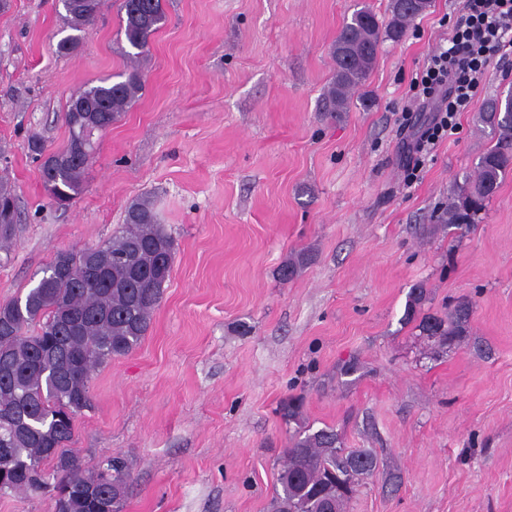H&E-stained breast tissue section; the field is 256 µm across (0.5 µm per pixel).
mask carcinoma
Here are the masks:
<instances>
[{
  "label": "carcinoma",
  "mask_w": 512,
  "mask_h": 512,
  "mask_svg": "<svg viewBox=\"0 0 512 512\" xmlns=\"http://www.w3.org/2000/svg\"><path fill=\"white\" fill-rule=\"evenodd\" d=\"M71 33L58 51L71 54L100 14L102 0H60ZM431 0H392L384 26L367 7L355 11L333 46L336 78L327 92L332 112H345L354 91L372 69L384 38L400 40ZM121 33L133 65L118 80L102 78L73 94L64 112L68 140L40 166L43 185L59 206H68L83 189L95 150H84L73 129L87 118L103 132L129 110L144 89L138 62L165 21L161 0H122ZM485 122L498 131L497 143L480 158L475 175L442 209L441 224H474L486 210L500 180L512 170V93L487 102ZM14 189L0 178V244L10 241L16 224ZM175 255L174 241L160 223L151 200L140 198L125 209L124 224L108 241L58 252L38 284L25 297L0 304V449L12 459L0 468V497L37 495L54 485L51 512H122L127 495L124 462L113 457L87 471L69 449L75 418L93 408V373L116 357L134 351L145 337L160 304ZM308 262L300 253L279 268L293 278ZM426 299L413 289L405 319L413 320ZM472 307L459 303L439 317L422 316L418 328L443 344L469 333ZM285 423L299 424L288 439L278 476L280 490L272 512H345L359 480L376 468L368 451L344 452L336 430L300 425V404L281 401Z\"/></svg>",
  "instance_id": "obj_1"
}]
</instances>
